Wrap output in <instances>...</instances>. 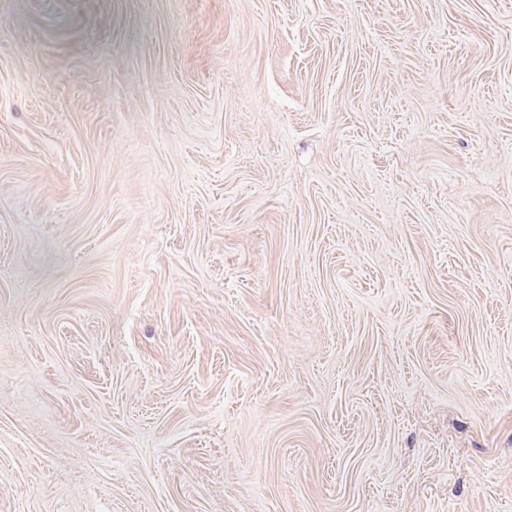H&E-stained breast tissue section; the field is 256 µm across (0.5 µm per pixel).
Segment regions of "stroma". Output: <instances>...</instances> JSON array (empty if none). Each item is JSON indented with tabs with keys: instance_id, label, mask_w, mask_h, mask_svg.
I'll return each instance as SVG.
<instances>
[{
	"instance_id": "stroma-1",
	"label": "stroma",
	"mask_w": 512,
	"mask_h": 512,
	"mask_svg": "<svg viewBox=\"0 0 512 512\" xmlns=\"http://www.w3.org/2000/svg\"><path fill=\"white\" fill-rule=\"evenodd\" d=\"M0 512H512V0H0Z\"/></svg>"
}]
</instances>
